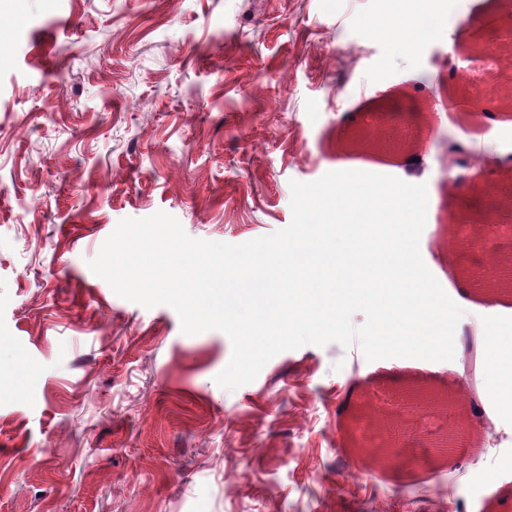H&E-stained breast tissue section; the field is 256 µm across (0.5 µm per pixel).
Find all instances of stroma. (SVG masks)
Returning <instances> with one entry per match:
<instances>
[{
	"label": "stroma",
	"instance_id": "1",
	"mask_svg": "<svg viewBox=\"0 0 512 512\" xmlns=\"http://www.w3.org/2000/svg\"><path fill=\"white\" fill-rule=\"evenodd\" d=\"M454 3L406 54L368 31L385 0H0V512H512V464L471 490L472 462L512 454V410L462 357L306 344L228 390L224 332L185 335L88 266L122 219L240 244L289 225L291 181L358 170L426 185L420 253L456 297L484 217L512 225V109L446 104L496 98L512 37L498 0ZM371 113L413 153L350 146ZM492 327L512 334V302L457 325ZM364 406L411 421L425 469L355 447ZM457 420L454 470L436 446Z\"/></svg>",
	"mask_w": 512,
	"mask_h": 512
}]
</instances>
